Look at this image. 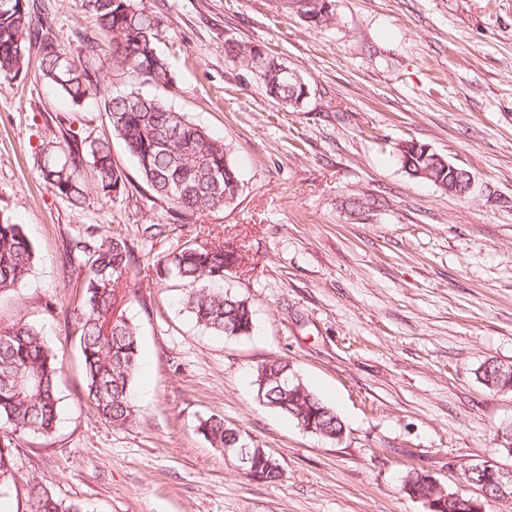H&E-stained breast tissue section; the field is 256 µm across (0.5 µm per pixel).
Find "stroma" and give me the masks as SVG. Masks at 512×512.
<instances>
[{"mask_svg":"<svg viewBox=\"0 0 512 512\" xmlns=\"http://www.w3.org/2000/svg\"><path fill=\"white\" fill-rule=\"evenodd\" d=\"M36 4L82 60L97 34L87 0ZM149 4L167 20L159 47L174 81L162 96L223 140L242 190L224 209L177 217L116 140L128 193L71 206L39 178L36 155L52 137L106 135L102 106L72 107L31 75L0 79V218L36 249L29 278L0 296V328L36 325L60 366L57 425L17 439L0 505L28 512L35 479L91 512H428L401 488L409 469L451 491L469 465L512 470L497 437L512 391L479 380L485 362L512 364V0H333L321 28L286 0ZM231 41L295 70L305 103L292 112L268 98L226 57ZM411 139L470 170L469 195L412 177L396 156ZM354 197L375 204L353 214ZM90 233L140 255L126 308L141 343L130 426L84 399L82 274L66 255ZM187 243L246 255L224 287L250 301L252 335H210L182 311V282L160 269ZM277 359L341 417V440L259 403L254 372ZM212 414L268 449L281 479L227 463L197 430Z\"/></svg>","mask_w":512,"mask_h":512,"instance_id":"obj_1","label":"stroma"}]
</instances>
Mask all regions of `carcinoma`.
Returning <instances> with one entry per match:
<instances>
[{"label": "carcinoma", "instance_id": "cac0c4a2", "mask_svg": "<svg viewBox=\"0 0 512 512\" xmlns=\"http://www.w3.org/2000/svg\"><path fill=\"white\" fill-rule=\"evenodd\" d=\"M105 36L90 41L85 59L70 60L30 0H0V78L28 73L30 49L40 57L38 78L78 106L88 99L103 103L111 136L50 139L37 160L38 174L55 195L73 206L86 202L93 191L102 200L124 196L129 177L112 155V138L120 139L135 159L152 193L181 215L202 216L231 205L241 182L229 161L224 142L189 122L157 95L139 90L118 92L101 83L97 73L103 61L129 69L156 87L173 80L168 59L158 48L166 31L163 14L143 0H88ZM258 80L265 94L284 108L296 109L306 100L304 87L288 74V67L264 53ZM399 155L407 172L446 191L444 164L427 170L422 155L404 145ZM35 251L19 224L0 222V294L18 288L29 277ZM70 263L85 270L84 293L75 318L86 398L100 419L112 425H130L137 419L134 381L140 361L139 332L127 317L125 305L135 296L129 272L137 256L134 245L116 235L92 234L69 243ZM242 256L223 246H186L167 260L165 271L186 282L183 308L196 324L217 336H248L255 329L250 302L213 287ZM59 363L40 331L18 321L0 329V488L15 480L13 441L21 434L48 435L59 413ZM481 383L493 391L512 390V364L491 361L483 366ZM257 399L294 420L303 429L328 440H338L343 423L296 376L286 360L257 367ZM199 431L214 448L231 438L237 446L248 442L241 431L211 415ZM247 477L273 484L282 473L266 449L251 447ZM29 512H91L88 505L65 502L41 483L28 484Z\"/></svg>", "mask_w": 512, "mask_h": 512}]
</instances>
